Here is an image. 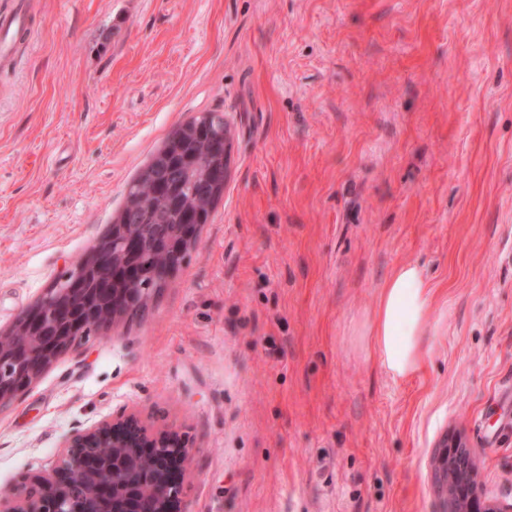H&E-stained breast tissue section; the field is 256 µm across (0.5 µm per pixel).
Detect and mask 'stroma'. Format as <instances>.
Here are the masks:
<instances>
[{
	"label": "stroma",
	"instance_id": "1",
	"mask_svg": "<svg viewBox=\"0 0 512 512\" xmlns=\"http://www.w3.org/2000/svg\"><path fill=\"white\" fill-rule=\"evenodd\" d=\"M0 329L105 235L203 112L224 195L140 318L0 410V494L136 412L194 442L179 512H443L450 437L512 503V0H0ZM432 286L392 380L363 332L393 269ZM187 139L195 140L202 153L214 155L218 163L209 167H200L195 163L188 166L190 169H201L199 174L208 184H214L215 188L225 189L229 178V160L232 146L231 127L220 112H207L192 119L181 126L179 133L172 135L153 161L148 164L147 170L151 175L153 185V170H157L167 164L173 155L181 153V147ZM207 155V156H208Z\"/></svg>",
	"mask_w": 512,
	"mask_h": 512
}]
</instances>
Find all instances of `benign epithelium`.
Wrapping results in <instances>:
<instances>
[{
	"label": "benign epithelium",
	"instance_id": "obj_1",
	"mask_svg": "<svg viewBox=\"0 0 512 512\" xmlns=\"http://www.w3.org/2000/svg\"><path fill=\"white\" fill-rule=\"evenodd\" d=\"M187 139L218 160L201 168V178L226 188L232 131L220 112L182 125L148 164V173L181 153ZM155 195L180 208L185 223L152 236V225L140 223V209L129 205L108 234L0 336V410L59 355L84 345L86 323L105 335L117 323L143 314L150 301L141 288L144 278L154 281L156 292L172 278L211 204L197 199L186 206L171 187ZM100 448L111 454H100ZM193 448L188 434L152 431L135 413L105 419L71 434L50 472L26 477L10 495L0 496V512H176ZM434 489L445 512H512V504L480 498L474 451L458 437L438 460Z\"/></svg>",
	"mask_w": 512,
	"mask_h": 512
}]
</instances>
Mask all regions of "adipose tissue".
I'll return each instance as SVG.
<instances>
[{
	"label": "adipose tissue",
	"instance_id": "obj_1",
	"mask_svg": "<svg viewBox=\"0 0 512 512\" xmlns=\"http://www.w3.org/2000/svg\"><path fill=\"white\" fill-rule=\"evenodd\" d=\"M432 311L433 291L420 268L398 265L380 288L365 331L370 355L392 379H407L424 365Z\"/></svg>",
	"mask_w": 512,
	"mask_h": 512
}]
</instances>
